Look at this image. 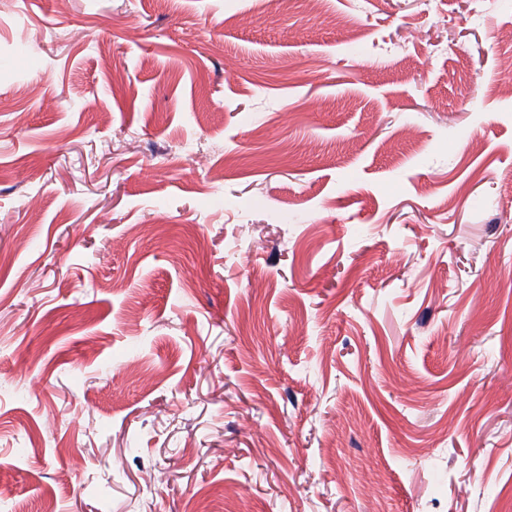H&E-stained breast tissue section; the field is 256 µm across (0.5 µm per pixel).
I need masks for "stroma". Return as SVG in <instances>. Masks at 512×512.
<instances>
[{
	"label": "stroma",
	"mask_w": 512,
	"mask_h": 512,
	"mask_svg": "<svg viewBox=\"0 0 512 512\" xmlns=\"http://www.w3.org/2000/svg\"><path fill=\"white\" fill-rule=\"evenodd\" d=\"M47 499L512 512V0H0V512Z\"/></svg>",
	"instance_id": "35a3bbf8"
}]
</instances>
